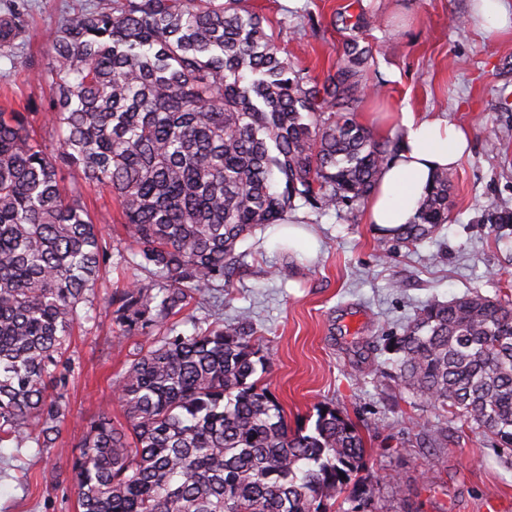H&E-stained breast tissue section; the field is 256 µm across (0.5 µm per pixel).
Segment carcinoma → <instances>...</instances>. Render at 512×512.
Returning a JSON list of instances; mask_svg holds the SVG:
<instances>
[{
  "label": "carcinoma",
  "instance_id": "cac0c4a2",
  "mask_svg": "<svg viewBox=\"0 0 512 512\" xmlns=\"http://www.w3.org/2000/svg\"><path fill=\"white\" fill-rule=\"evenodd\" d=\"M243 2L96 0L47 33L45 137L38 113L0 108V448L55 444L67 352L110 258L60 168L113 194L148 279L111 300L125 332L158 335L113 380L125 423L105 410L74 444L80 512H328L364 485L365 442L348 415L321 405L313 429L288 427L247 313L180 330L190 299L230 281L238 243L297 200L336 211L367 200L397 151L349 112L368 48L346 44L319 82ZM26 26L20 0L0 12V55L14 64ZM450 182L437 173L396 244L448 223ZM385 349L412 395L512 449V303H427Z\"/></svg>",
  "mask_w": 512,
  "mask_h": 512
}]
</instances>
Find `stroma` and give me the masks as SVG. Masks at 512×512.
I'll return each mask as SVG.
<instances>
[{
	"instance_id": "stroma-1",
	"label": "stroma",
	"mask_w": 512,
	"mask_h": 512,
	"mask_svg": "<svg viewBox=\"0 0 512 512\" xmlns=\"http://www.w3.org/2000/svg\"><path fill=\"white\" fill-rule=\"evenodd\" d=\"M87 0H28L29 26L19 40L24 62L0 57V98L31 100L40 111L49 91L32 80L49 59L48 29ZM473 0H248L264 16L279 48L310 77L324 79L345 43L371 56L368 89L354 113L413 112L465 127L471 152L453 169L447 224L413 249L383 240L358 205L340 212L299 204L288 219L315 237L312 252L287 247L281 228L256 230L236 249L240 272L191 302L198 321L249 311L270 356L266 381L290 427H313L316 408L336 407L367 441V491L372 512H512V451L491 435L448 417V445L431 446L434 410L401 383L384 350L415 310L469 292L512 300V227L491 222L512 209V29L487 32L469 21ZM65 188L82 193L109 237L96 321L75 339L70 411L56 444L0 448V512H79L71 478L75 441L105 410L123 418L113 378L136 344L109 308L132 273V250L119 206L108 189L61 170ZM53 476L45 486L44 476Z\"/></svg>"
}]
</instances>
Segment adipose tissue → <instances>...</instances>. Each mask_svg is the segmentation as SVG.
Segmentation results:
<instances>
[{
    "mask_svg": "<svg viewBox=\"0 0 512 512\" xmlns=\"http://www.w3.org/2000/svg\"><path fill=\"white\" fill-rule=\"evenodd\" d=\"M400 123L405 129L400 148L383 169L367 205L368 223L384 234L413 221L435 173L452 168L469 145L461 128L440 118L405 112Z\"/></svg>",
    "mask_w": 512,
    "mask_h": 512,
    "instance_id": "obj_1",
    "label": "adipose tissue"
}]
</instances>
